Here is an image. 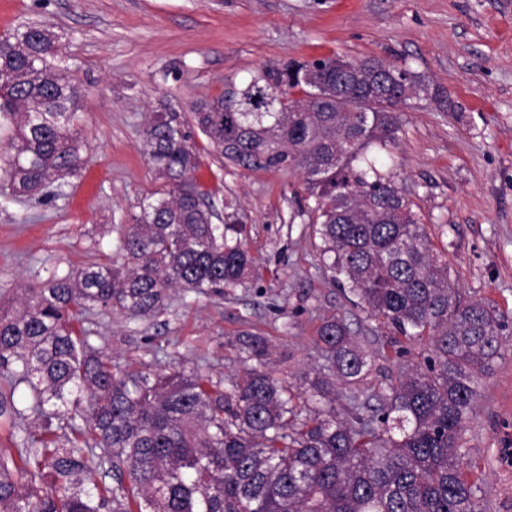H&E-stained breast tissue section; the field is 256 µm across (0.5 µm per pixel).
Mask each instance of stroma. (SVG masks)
Masks as SVG:
<instances>
[{
	"label": "stroma",
	"instance_id": "stroma-1",
	"mask_svg": "<svg viewBox=\"0 0 512 512\" xmlns=\"http://www.w3.org/2000/svg\"><path fill=\"white\" fill-rule=\"evenodd\" d=\"M56 34L80 90L84 167L46 196L16 199L0 179V304L20 290L95 263L158 186L143 151L149 121L187 112L263 66L336 54L410 68L455 107L408 101L392 149L393 178L425 224L464 299L493 308L501 348L479 384L463 443L481 512H512V0H0V34ZM197 179L216 210L237 203L257 259L245 288L170 292L152 320L97 309L90 343L129 370L174 364L228 387L238 339L264 336L277 377L298 385L324 365L323 320L343 316L376 369L360 401L430 353L349 303L321 264L314 198L297 171L248 172L218 161L193 132Z\"/></svg>",
	"mask_w": 512,
	"mask_h": 512
}]
</instances>
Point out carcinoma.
Returning <instances> with one entry per match:
<instances>
[{
  "instance_id": "cac0c4a2",
  "label": "carcinoma",
  "mask_w": 512,
  "mask_h": 512,
  "mask_svg": "<svg viewBox=\"0 0 512 512\" xmlns=\"http://www.w3.org/2000/svg\"><path fill=\"white\" fill-rule=\"evenodd\" d=\"M338 61L264 66L187 117L158 113L144 151L162 184L120 241L124 267L53 275L25 289L19 306H0L10 387L0 417H23L13 398L21 384L42 417L18 458L0 454V512H478L462 435L502 324L485 303L461 299L411 201L369 155L395 144L407 101L454 104L386 60H350L343 72ZM77 103L69 59L46 27L0 36V172L15 197L82 169ZM189 124L233 167L301 172L333 281L397 334L430 339L425 365L401 371L378 404L357 403L369 354L339 317L318 329L324 367L295 390L268 369L258 335L241 340L242 374L222 390L175 366L127 371L74 328L86 310L149 320L176 288L249 283L242 229L213 223L197 183ZM338 384L348 391L340 412ZM62 416L63 443L51 438ZM102 472L112 486L96 481Z\"/></svg>"
}]
</instances>
